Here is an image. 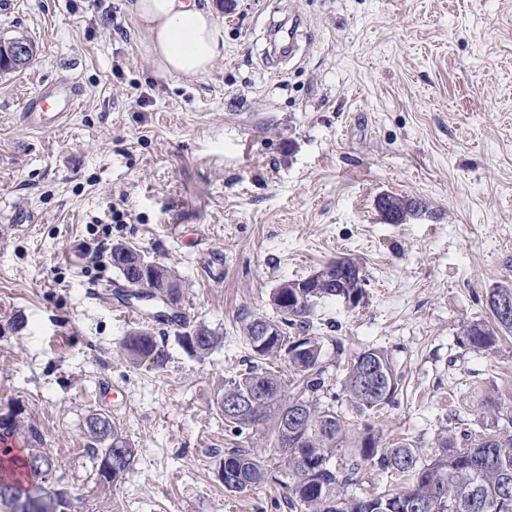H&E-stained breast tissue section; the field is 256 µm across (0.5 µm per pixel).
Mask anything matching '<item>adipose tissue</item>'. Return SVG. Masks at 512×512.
Masks as SVG:
<instances>
[{"mask_svg": "<svg viewBox=\"0 0 512 512\" xmlns=\"http://www.w3.org/2000/svg\"><path fill=\"white\" fill-rule=\"evenodd\" d=\"M132 10L162 73L198 77L223 57L224 31L195 0H135Z\"/></svg>", "mask_w": 512, "mask_h": 512, "instance_id": "1", "label": "adipose tissue"}]
</instances>
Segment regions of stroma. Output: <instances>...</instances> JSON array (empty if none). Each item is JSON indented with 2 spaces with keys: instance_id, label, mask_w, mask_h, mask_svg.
Listing matches in <instances>:
<instances>
[{
  "instance_id": "35a3bbf8",
  "label": "stroma",
  "mask_w": 512,
  "mask_h": 512,
  "mask_svg": "<svg viewBox=\"0 0 512 512\" xmlns=\"http://www.w3.org/2000/svg\"><path fill=\"white\" fill-rule=\"evenodd\" d=\"M131 2L0 0V40L37 48L0 72V416L41 431L71 512H289L282 486L235 495L217 479L225 449H269L274 434L235 436L215 396L249 365L238 313L274 317L273 288L344 255L366 301L317 310L322 402L357 352L381 348L403 374L374 419L387 439L431 453L440 432L482 433L486 401L512 398V337L476 352L458 336L512 286V0H197L224 57L195 78L158 71ZM295 20L296 55L269 56ZM64 77L77 111L31 130L26 97ZM382 195L428 211L388 223ZM18 208L39 223L17 231ZM118 242L185 282L188 322L220 337L211 354L128 312ZM139 322L164 369L126 361ZM94 413L137 450L107 492L87 453Z\"/></svg>"
}]
</instances>
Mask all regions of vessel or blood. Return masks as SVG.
I'll use <instances>...</instances> for the list:
<instances>
[{
  "label": "vessel or blood",
  "mask_w": 512,
  "mask_h": 512,
  "mask_svg": "<svg viewBox=\"0 0 512 512\" xmlns=\"http://www.w3.org/2000/svg\"><path fill=\"white\" fill-rule=\"evenodd\" d=\"M78 101L79 90L68 81L49 88L40 85L27 98L23 119L28 126L50 134L59 130L76 111Z\"/></svg>",
  "instance_id": "1"
}]
</instances>
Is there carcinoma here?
Listing matches in <instances>:
<instances>
[{
  "label": "carcinoma",
  "instance_id": "obj_1",
  "mask_svg": "<svg viewBox=\"0 0 512 512\" xmlns=\"http://www.w3.org/2000/svg\"><path fill=\"white\" fill-rule=\"evenodd\" d=\"M418 200L383 198L379 208L388 212L391 223L401 224L418 215ZM112 267L123 279L130 280L138 292L148 298H160L171 309L179 308L184 286L173 270L155 261L136 266L142 254L123 244L112 246ZM360 279L344 278L336 261L327 263L317 273L303 279L279 283L269 294L277 318L258 316L247 310L239 314L242 332L251 350L253 366L224 382L216 396L217 409L224 424L243 434L266 421L273 425L275 452L281 456L277 468L251 448H226L217 475L230 493L242 494L261 484L273 482L287 489L285 501L290 512H512V431L476 437L464 431L456 436L444 431L437 438L438 449L428 456L407 441L387 443L370 424L350 426L336 409L320 403L325 391L319 362L323 343L308 334L317 307L329 299L339 300L363 291ZM488 320L463 325L460 342L476 351L491 349L505 334H512V319H504L489 306ZM183 331L176 334L181 348L190 356L205 355L219 343L218 334L203 324L191 325L179 316ZM266 324L268 335H257V327ZM122 349L134 364L149 363L157 369L166 366L168 355L146 326L126 335ZM383 367L390 387L382 394L370 389L365 381L367 363ZM292 382H287L285 373ZM402 375L386 351L367 348L347 367L343 393L359 416H369L393 404ZM257 397L260 404L254 418H239L224 412L229 401ZM301 409L305 424L288 431L282 429V415ZM485 418L491 426L508 416L512 406L492 402L485 406ZM92 441L94 484L105 489L122 480L136 457L129 438L100 415L87 420ZM30 444L16 478H0V508L5 512H68L65 491L48 483L55 463L43 448L40 431L27 427ZM346 450L345 463L336 466V456ZM371 467L394 479L409 480L408 487L379 495L359 496L349 487L359 482L363 468Z\"/></svg>",
  "mask_w": 512,
  "mask_h": 512
}]
</instances>
